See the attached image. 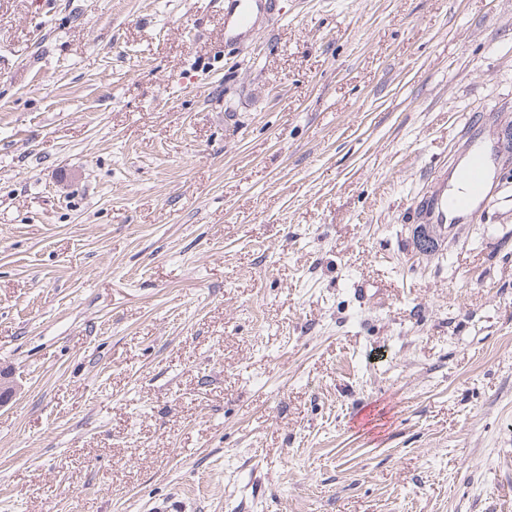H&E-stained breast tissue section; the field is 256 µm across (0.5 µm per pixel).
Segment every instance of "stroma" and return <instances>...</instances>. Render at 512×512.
Listing matches in <instances>:
<instances>
[{
	"label": "stroma",
	"instance_id": "1",
	"mask_svg": "<svg viewBox=\"0 0 512 512\" xmlns=\"http://www.w3.org/2000/svg\"><path fill=\"white\" fill-rule=\"evenodd\" d=\"M279 6L0 0V512H512V0ZM276 0H225L224 40H233L255 25L259 13L273 14ZM489 163L490 149L482 144L471 152L468 163L458 171L456 179L463 184L461 191L452 198L448 197V193L457 189L455 181L451 182L448 192L430 197L427 207L434 224H448V213L454 217L453 222L472 217L479 208L490 202L493 187Z\"/></svg>",
	"mask_w": 512,
	"mask_h": 512
}]
</instances>
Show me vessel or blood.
<instances>
[{
    "label": "vessel or blood",
    "mask_w": 512,
    "mask_h": 512,
    "mask_svg": "<svg viewBox=\"0 0 512 512\" xmlns=\"http://www.w3.org/2000/svg\"><path fill=\"white\" fill-rule=\"evenodd\" d=\"M274 5V0H224L225 39H236L251 30L258 14L273 13ZM489 163V147L484 144L478 146L457 174L462 184L461 191L452 197L444 193L430 197L427 207L434 224L444 225L451 219L459 221L471 217L490 202Z\"/></svg>",
    "instance_id": "b4317fda"
}]
</instances>
